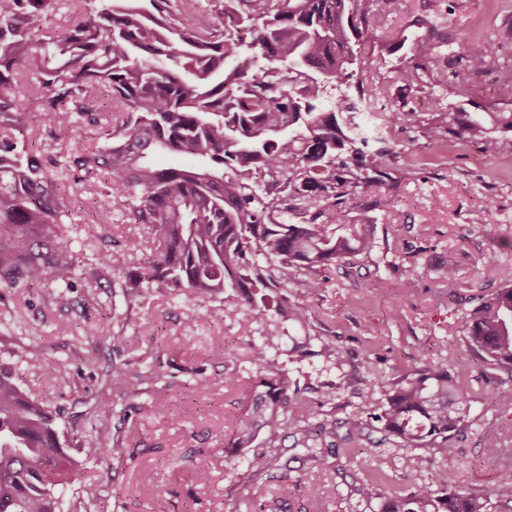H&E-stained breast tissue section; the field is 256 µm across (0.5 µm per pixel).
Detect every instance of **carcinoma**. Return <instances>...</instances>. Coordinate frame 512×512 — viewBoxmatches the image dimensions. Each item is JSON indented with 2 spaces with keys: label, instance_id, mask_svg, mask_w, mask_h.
<instances>
[{
  "label": "carcinoma",
  "instance_id": "obj_1",
  "mask_svg": "<svg viewBox=\"0 0 512 512\" xmlns=\"http://www.w3.org/2000/svg\"><path fill=\"white\" fill-rule=\"evenodd\" d=\"M53 0H0V288L51 280L66 288L84 262L64 239L74 202L51 174L62 165L73 180L102 178L107 195L125 199L136 224L158 235L156 252L137 265L112 251V272L129 294L168 288L189 296L194 319L203 304L238 288H286L297 269L325 273L372 247L370 224L340 232L345 197L373 193L386 179L385 149H370L358 129L359 104L376 90L363 86L357 46L376 25L362 0H223L186 21L172 0H98L56 37L36 44ZM473 71L497 68L494 56L467 50ZM35 76L38 111L76 132L100 126L99 143L72 142L63 160L38 159L7 135L21 123L25 102L15 76ZM355 80L357 99L331 91ZM460 124L493 157V128L512 130L511 112H485ZM185 159L167 167L154 156ZM325 205L306 224H290L287 201ZM474 352L512 373V282L482 298L462 317ZM265 371L224 447H267L302 428L289 414L299 404L288 375L254 353ZM142 372L125 377L121 395L141 393ZM467 412V400L441 368L426 365L404 380L378 416L387 434L421 448L441 440L444 452ZM45 404L0 364V512H59L60 491L77 486L87 499L101 489L84 481L66 453ZM88 458L114 452L99 437L83 442ZM55 465L58 478L45 471ZM361 494L380 512H512L503 500L462 490L443 470L432 483L384 496L374 483Z\"/></svg>",
  "mask_w": 512,
  "mask_h": 512
}]
</instances>
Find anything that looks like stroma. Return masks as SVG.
Wrapping results in <instances>:
<instances>
[{
	"label": "stroma",
	"instance_id": "obj_1",
	"mask_svg": "<svg viewBox=\"0 0 512 512\" xmlns=\"http://www.w3.org/2000/svg\"><path fill=\"white\" fill-rule=\"evenodd\" d=\"M368 7L378 24L360 46L364 76L378 88L373 104L388 116L383 132L394 152L384 186L347 198L341 211L344 223L373 225L370 253L337 266L320 288L317 272L297 271L288 288L267 292L266 319L228 288L197 321L184 295L155 288L137 297L120 288L107 260L113 246L139 263L154 250L156 231L133 223L122 199L104 196L91 178L67 185L78 208L64 235L92 258V271L71 288H0V362H15L19 386L50 408L69 455L101 487L92 501L67 490L62 512H378L363 484L376 482L386 496L406 493L441 470L465 491L499 494V474L512 467V374L471 351L461 326L466 308L512 279V131L498 133L490 158L449 133L448 115L512 112V87L498 78L512 69V0ZM466 40L491 52L497 70L468 71L460 57ZM425 42L432 55L421 53ZM403 69L413 81L397 79ZM408 110L410 122L401 117ZM433 128L438 137H429ZM69 137L46 115L24 132L39 156H61ZM449 265L455 273L447 280ZM294 300L308 307L303 322L288 313ZM228 306L234 315H225ZM116 336L124 340L117 351ZM268 336L277 339L269 363L299 390L300 420L323 424L326 434L292 433L275 451L258 439L246 453H226L224 436L260 375L253 351ZM51 359L59 365L53 376L45 370ZM427 364L446 370L468 401L450 454L437 442L405 447L376 420L389 392ZM134 370L154 373L139 396L100 408L112 378ZM159 391L161 415L153 407ZM352 418L362 423L361 439L349 436ZM490 434L502 443L494 457L484 447ZM90 435L121 449L86 459L81 443ZM275 452L287 467L267 468ZM312 485L322 498L309 496Z\"/></svg>",
	"mask_w": 512,
	"mask_h": 512
}]
</instances>
